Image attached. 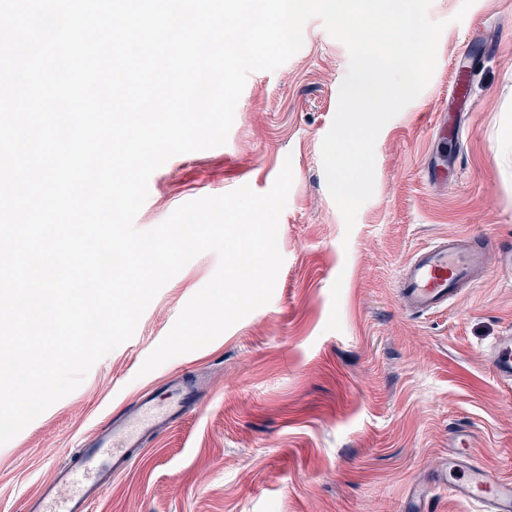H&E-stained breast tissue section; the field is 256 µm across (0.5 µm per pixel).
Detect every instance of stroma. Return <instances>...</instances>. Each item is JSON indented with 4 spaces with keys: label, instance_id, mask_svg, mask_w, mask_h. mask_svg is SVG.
I'll list each match as a JSON object with an SVG mask.
<instances>
[{
    "label": "stroma",
    "instance_id": "stroma-1",
    "mask_svg": "<svg viewBox=\"0 0 512 512\" xmlns=\"http://www.w3.org/2000/svg\"><path fill=\"white\" fill-rule=\"evenodd\" d=\"M444 22L424 90L379 133L375 185L353 229L330 197L321 143L349 54L319 19L273 71L249 75L224 145L170 158L149 180L135 225L241 186L294 181L279 219L283 265L270 302L210 344L148 374L139 369L213 276L206 252L155 296L134 335L81 385L0 446V512L144 392L202 382L198 407L149 439L91 512H476L436 488L457 434L469 461L512 481V386L485 361L512 328V0H432ZM473 66L451 92L460 55ZM449 126L441 138V126ZM448 166L436 180L430 161ZM485 248L490 275L447 309L406 311L397 276L439 237Z\"/></svg>",
    "mask_w": 512,
    "mask_h": 512
}]
</instances>
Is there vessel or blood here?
<instances>
[{"mask_svg":"<svg viewBox=\"0 0 512 512\" xmlns=\"http://www.w3.org/2000/svg\"><path fill=\"white\" fill-rule=\"evenodd\" d=\"M486 275L482 247L468 244L463 237L443 238L419 250L401 269L398 294L408 311L432 312L446 307ZM487 358L499 379L512 380L511 332L496 338ZM199 393L197 386L184 385L172 402L152 392L142 394L135 407L115 415L110 425L100 428L78 455L28 497L27 512H89L113 478L128 470L146 439L185 415ZM451 491L460 499H480L485 512H512V483H492L480 467H469L466 479L454 483Z\"/></svg>","mask_w":512,"mask_h":512,"instance_id":"1","label":"vessel or blood"}]
</instances>
